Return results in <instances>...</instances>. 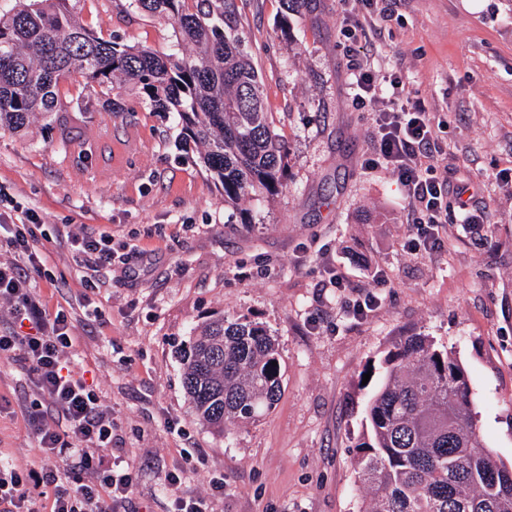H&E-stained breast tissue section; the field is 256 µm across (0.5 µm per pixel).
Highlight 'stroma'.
I'll return each instance as SVG.
<instances>
[{
	"instance_id": "35a3bbf8",
	"label": "stroma",
	"mask_w": 512,
	"mask_h": 512,
	"mask_svg": "<svg viewBox=\"0 0 512 512\" xmlns=\"http://www.w3.org/2000/svg\"><path fill=\"white\" fill-rule=\"evenodd\" d=\"M68 6L125 43L159 52L174 43L171 22L128 0ZM237 17L288 151L272 198L225 205L197 152L176 148L175 115L146 111L120 81L110 123L96 92L77 82L63 88L65 111L0 129V189L37 214L35 244L50 272L33 276L31 295L68 317L118 454L139 472L137 512H170L174 470L183 496L223 477L213 512H358L365 405L383 357L408 336L452 351L486 448L512 462V0H303L293 10L237 0ZM352 46L376 70L400 73L403 97L433 118L438 175L468 186L471 210L490 208L491 223H462L452 195L441 248L404 249L417 234L404 190L385 166H365L375 110L390 102L357 104ZM130 132L136 143L113 164L110 146ZM86 232L141 253L91 273L71 245ZM335 267L347 299L378 296L365 316L348 315L327 287ZM220 315L265 325L282 370L271 411L224 434L196 418L182 384L195 328ZM38 398L24 362L0 359V461L37 476L44 464L27 408Z\"/></svg>"
}]
</instances>
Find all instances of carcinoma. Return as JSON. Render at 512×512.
Masks as SVG:
<instances>
[{"instance_id": "1", "label": "carcinoma", "mask_w": 512, "mask_h": 512, "mask_svg": "<svg viewBox=\"0 0 512 512\" xmlns=\"http://www.w3.org/2000/svg\"><path fill=\"white\" fill-rule=\"evenodd\" d=\"M171 21L169 53L104 37L67 0H15L0 11V127L20 131L63 110L60 88L81 77L109 95L117 76L150 112H175L224 204L274 196L287 150L266 112L258 72L244 51L236 0H130ZM277 339L241 318L206 323L184 355L183 386L196 415L219 432L256 422L281 394ZM366 404L368 436L356 444L360 512H512V465L487 449L466 371L447 348L408 336L384 359Z\"/></svg>"}]
</instances>
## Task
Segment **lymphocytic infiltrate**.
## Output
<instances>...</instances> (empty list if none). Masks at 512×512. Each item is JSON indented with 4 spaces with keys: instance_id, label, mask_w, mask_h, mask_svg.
Returning a JSON list of instances; mask_svg holds the SVG:
<instances>
[{
    "instance_id": "1",
    "label": "lymphocytic infiltrate",
    "mask_w": 512,
    "mask_h": 512,
    "mask_svg": "<svg viewBox=\"0 0 512 512\" xmlns=\"http://www.w3.org/2000/svg\"><path fill=\"white\" fill-rule=\"evenodd\" d=\"M373 154L397 177L414 214L418 236L407 250L438 248V229L448 210V182L437 176L438 157L428 112L417 103L382 110ZM35 218L24 210L9 245L18 262L0 263V299L11 304L14 327L0 335V356L27 363L41 399L29 412L38 453L49 468L41 479L0 466V512H122L138 488L130 467L109 463L112 415L85 371L74 363L76 346L63 312L48 313L29 292L31 273L45 263L32 244ZM78 266L107 269L127 263L129 253L115 251L110 237L77 239ZM49 487L48 510H41L37 486Z\"/></svg>"
}]
</instances>
